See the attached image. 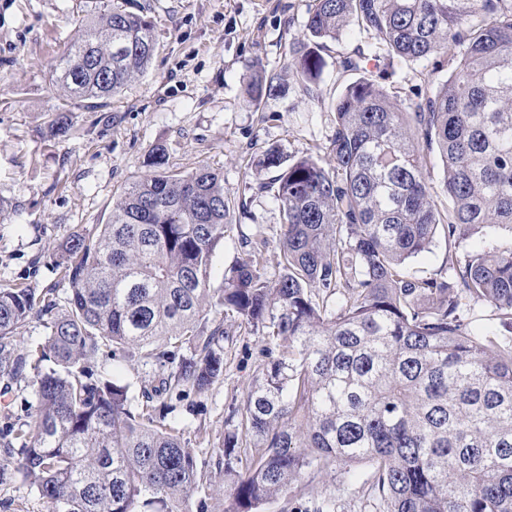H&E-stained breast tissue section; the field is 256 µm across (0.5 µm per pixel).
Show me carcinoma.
<instances>
[{
  "mask_svg": "<svg viewBox=\"0 0 512 512\" xmlns=\"http://www.w3.org/2000/svg\"><path fill=\"white\" fill-rule=\"evenodd\" d=\"M356 27L380 42L341 60L346 72L395 58L461 51L404 112L374 78L334 103L325 167L268 148L283 222L276 278L248 251L209 288L232 223L224 178L207 168L154 171L112 206L110 223L63 247L60 305L0 288V380H31L30 420L0 426V486L21 477L48 512H194L201 481L168 401L224 377V320L262 336L265 363L225 420L224 512H261L318 474L360 483L363 512H512V248L466 251L446 277L407 260L438 231L461 245L480 228L512 230V0H312L288 72L307 89L320 51ZM152 20L110 5L57 60V83L106 103L155 54ZM273 88L256 68L251 101ZM443 166L439 210L427 157ZM490 310L480 328L475 307ZM39 321L43 339L15 330ZM155 372L141 400L99 355ZM318 491L306 512H338Z\"/></svg>",
  "mask_w": 512,
  "mask_h": 512,
  "instance_id": "carcinoma-1",
  "label": "carcinoma"
}]
</instances>
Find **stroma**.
<instances>
[{
	"label": "stroma",
	"instance_id": "obj_1",
	"mask_svg": "<svg viewBox=\"0 0 512 512\" xmlns=\"http://www.w3.org/2000/svg\"><path fill=\"white\" fill-rule=\"evenodd\" d=\"M104 0H0V287L27 283L66 298L69 284L55 267L74 233H93L108 223L112 204L126 187L148 174L155 146L167 150L170 170L205 166L224 178L234 210L232 227L216 249L210 286L245 251V240L262 229L269 241L259 258L268 277L278 274L282 214L269 172L256 166L269 147L285 156L313 155L329 165L335 127L332 102L356 80L340 61L357 47L378 44L375 33L345 32L323 50L324 66L313 93L288 72L294 42L304 39L310 0H111L113 7L149 17L156 51L148 69L132 78L105 107L70 97L55 80L65 53ZM272 76L276 90L250 102L254 67ZM451 62L395 61L382 73L390 99L412 111L423 81L439 84ZM67 103L69 134L52 132L51 111ZM512 246V230H479L463 247L437 235L428 252L409 260L417 276L448 275L466 251ZM222 381L199 398L195 413L177 404L174 416L207 475L195 501L205 512H224V475L216 460L230 411L241 407L264 358L261 336L229 326Z\"/></svg>",
	"mask_w": 512,
	"mask_h": 512
}]
</instances>
